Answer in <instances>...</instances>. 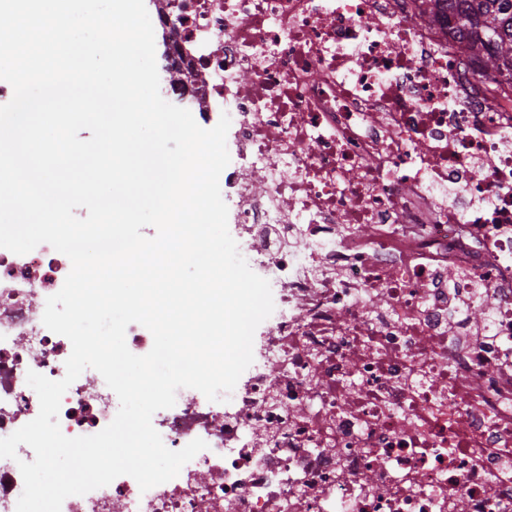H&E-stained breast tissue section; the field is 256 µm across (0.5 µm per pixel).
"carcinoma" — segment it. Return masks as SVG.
Wrapping results in <instances>:
<instances>
[{
  "label": "carcinoma",
  "instance_id": "obj_1",
  "mask_svg": "<svg viewBox=\"0 0 512 512\" xmlns=\"http://www.w3.org/2000/svg\"><path fill=\"white\" fill-rule=\"evenodd\" d=\"M420 17L448 26L462 52L481 61L479 73L495 74L496 88L512 94V0H421Z\"/></svg>",
  "mask_w": 512,
  "mask_h": 512
}]
</instances>
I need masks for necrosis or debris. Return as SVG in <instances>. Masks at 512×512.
<instances>
[{"label":"necrosis or debris","instance_id":"necrosis-or-debris-1","mask_svg":"<svg viewBox=\"0 0 512 512\" xmlns=\"http://www.w3.org/2000/svg\"><path fill=\"white\" fill-rule=\"evenodd\" d=\"M165 3L201 122L234 116L219 183L275 310L228 401L182 388L153 415L168 449L207 444L177 477L122 475L61 512H512V98L419 0ZM70 270L46 243L0 248V438L39 413L28 371L66 373L42 316ZM118 409L85 369L61 431ZM33 459L0 458V512Z\"/></svg>","mask_w":512,"mask_h":512}]
</instances>
